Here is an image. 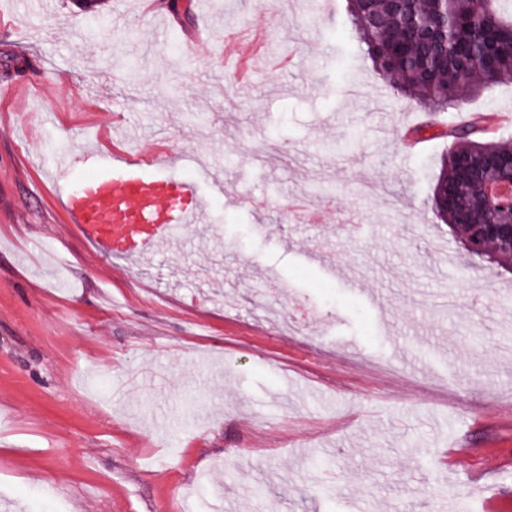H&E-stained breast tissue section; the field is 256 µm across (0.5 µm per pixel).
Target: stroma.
Listing matches in <instances>:
<instances>
[{
	"label": "stroma",
	"mask_w": 512,
	"mask_h": 512,
	"mask_svg": "<svg viewBox=\"0 0 512 512\" xmlns=\"http://www.w3.org/2000/svg\"><path fill=\"white\" fill-rule=\"evenodd\" d=\"M329 2L181 0L189 16L163 24L105 0L124 22L98 35L73 0H0V507L512 499V274L466 265L425 204L458 115L404 151L424 113L352 56L347 0ZM256 30L236 83L225 54ZM194 36L196 55L170 54ZM127 134L145 159L167 141L200 191L212 172L224 186L173 249L130 261L81 238L52 162L91 165ZM294 201L319 222L291 219Z\"/></svg>",
	"instance_id": "1"
}]
</instances>
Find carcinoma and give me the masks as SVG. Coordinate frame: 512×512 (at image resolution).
<instances>
[{
  "instance_id": "1",
  "label": "carcinoma",
  "mask_w": 512,
  "mask_h": 512,
  "mask_svg": "<svg viewBox=\"0 0 512 512\" xmlns=\"http://www.w3.org/2000/svg\"><path fill=\"white\" fill-rule=\"evenodd\" d=\"M104 0H86L97 30H107ZM358 34L357 57L371 63L394 90L425 112L460 110L472 98L512 85V0H349ZM486 113L448 130L427 205L437 222L459 236L471 265L512 272V256L492 243L460 236L459 225L501 224L508 213L488 207L483 186L512 172V136L489 137Z\"/></svg>"
}]
</instances>
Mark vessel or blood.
I'll return each instance as SVG.
<instances>
[{
  "label": "vessel or blood",
  "instance_id": "b4317fda",
  "mask_svg": "<svg viewBox=\"0 0 512 512\" xmlns=\"http://www.w3.org/2000/svg\"><path fill=\"white\" fill-rule=\"evenodd\" d=\"M168 162L128 153L81 172L73 153L58 156L59 170L77 174L63 190V209L98 256H150L185 225L202 223L205 195L193 182L170 177Z\"/></svg>",
  "mask_w": 512,
  "mask_h": 512
}]
</instances>
